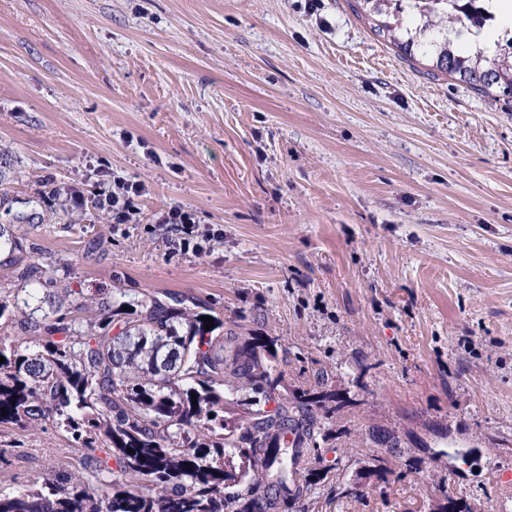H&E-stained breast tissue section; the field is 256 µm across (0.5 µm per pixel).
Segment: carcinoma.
I'll return each mask as SVG.
<instances>
[{"mask_svg": "<svg viewBox=\"0 0 512 512\" xmlns=\"http://www.w3.org/2000/svg\"><path fill=\"white\" fill-rule=\"evenodd\" d=\"M487 3L354 0L352 10L401 58H425L432 74L476 94L512 97V37L482 42L472 56L453 48L493 19ZM5 245L0 266L36 277L38 267L0 225ZM31 299L36 306L0 297V318L29 309L25 335L0 334V427L54 419L87 455L60 483L0 490V512H280L311 495L303 470L325 436L317 410L336 393L323 389L321 371L313 387L281 397L286 370L271 350L276 338L241 345L223 320L207 330L204 312L175 297L120 291L87 322L60 313L51 294ZM111 461L119 471L106 481L100 475Z\"/></svg>", "mask_w": 512, "mask_h": 512, "instance_id": "carcinoma-1", "label": "carcinoma"}]
</instances>
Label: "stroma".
Wrapping results in <instances>:
<instances>
[{
  "label": "stroma",
  "mask_w": 512,
  "mask_h": 512,
  "mask_svg": "<svg viewBox=\"0 0 512 512\" xmlns=\"http://www.w3.org/2000/svg\"><path fill=\"white\" fill-rule=\"evenodd\" d=\"M115 176L145 187L128 224L86 205ZM0 224L66 309L176 295L277 337L285 396L324 373L313 496L281 512H512V103L351 0H0ZM0 448L8 490L85 454L52 423ZM156 223L159 224H180L178 230L182 233L178 245L186 252H200L201 244L198 242L199 230L195 214L180 206H174L156 216Z\"/></svg>",
  "instance_id": "stroma-1"
}]
</instances>
